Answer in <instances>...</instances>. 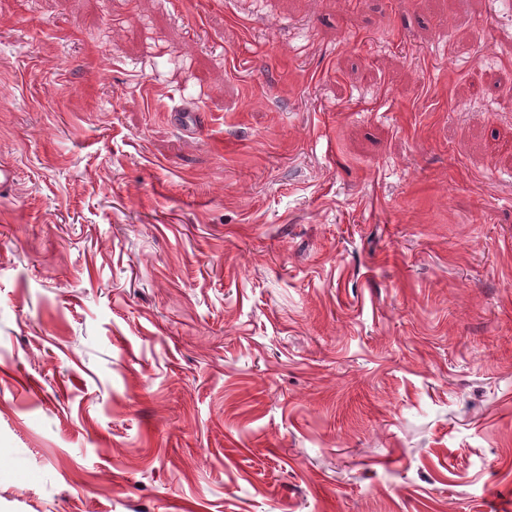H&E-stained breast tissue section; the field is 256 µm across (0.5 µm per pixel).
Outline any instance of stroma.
Returning <instances> with one entry per match:
<instances>
[{"label":"stroma","mask_w":512,"mask_h":512,"mask_svg":"<svg viewBox=\"0 0 512 512\" xmlns=\"http://www.w3.org/2000/svg\"><path fill=\"white\" fill-rule=\"evenodd\" d=\"M512 0H0V512H512Z\"/></svg>","instance_id":"stroma-1"}]
</instances>
